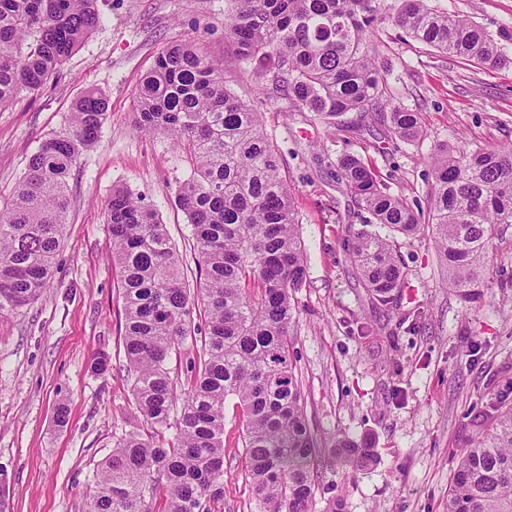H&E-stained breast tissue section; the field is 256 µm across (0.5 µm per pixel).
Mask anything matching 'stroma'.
<instances>
[{
	"instance_id": "1",
	"label": "stroma",
	"mask_w": 512,
	"mask_h": 512,
	"mask_svg": "<svg viewBox=\"0 0 512 512\" xmlns=\"http://www.w3.org/2000/svg\"><path fill=\"white\" fill-rule=\"evenodd\" d=\"M376 60L395 102L420 112L424 137L409 144L381 116L348 112L330 124L255 93L224 33L226 0H99L104 23L43 89L0 112V201L30 154L60 130L90 88L109 98L98 143L69 179L71 207L44 295L0 312V512H86L87 487L117 439L140 427L123 349L124 302L112 262L104 202L113 188L144 195L175 244L188 277L195 240L175 191L185 153L163 135L133 128L136 87L164 45L194 42L224 64V83L259 112L300 218L307 282L297 295L291 355L319 445L368 438L376 464L325 470L317 512L343 497L345 512H446L457 454L512 406V226L490 248V279L472 307L452 289L431 241L394 236L408 271L396 307L376 302L343 249L370 215L337 179L336 162L373 165L393 194L425 208L435 145L512 144V66L492 69L438 52L392 22L400 0H379ZM490 34L512 30V0H431ZM106 354L105 373L93 370ZM66 409L57 425L58 407ZM242 416L224 408V497L215 512H251Z\"/></svg>"
}]
</instances>
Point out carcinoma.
Returning a JSON list of instances; mask_svg holds the SVG:
<instances>
[{
  "instance_id": "cac0c4a2",
  "label": "carcinoma",
  "mask_w": 512,
  "mask_h": 512,
  "mask_svg": "<svg viewBox=\"0 0 512 512\" xmlns=\"http://www.w3.org/2000/svg\"><path fill=\"white\" fill-rule=\"evenodd\" d=\"M225 35L259 90L294 112L325 118L379 112L405 142L423 134L421 113L384 99L388 70L372 55L377 0H229ZM430 0H401L393 17L410 37L467 62L511 66L502 42ZM98 0H0V111L34 93L102 23ZM134 129L163 134L190 157L175 203L192 226L203 287L185 280L156 210L126 188L104 205L124 300L123 344L144 425L120 437L96 469L88 512H212L224 496V403L237 400L254 510L315 512L321 456L353 470L372 466L370 443L314 444L306 398L290 357L296 294L307 280L299 217L259 113L224 85L223 63L190 41L163 46L137 87ZM106 94L79 98L67 126L45 138L0 209V311L25 307L52 277L78 156L101 136ZM429 212L391 193L361 158L338 160L344 183L374 223L429 232L448 287L465 300L489 271V247L512 224V146L452 149L429 158ZM363 284L383 305L407 277L392 241L358 229L347 240ZM204 324L193 325V313ZM183 351L184 377L172 353ZM173 437H166L168 431ZM447 512H512V407L460 451Z\"/></svg>"
}]
</instances>
